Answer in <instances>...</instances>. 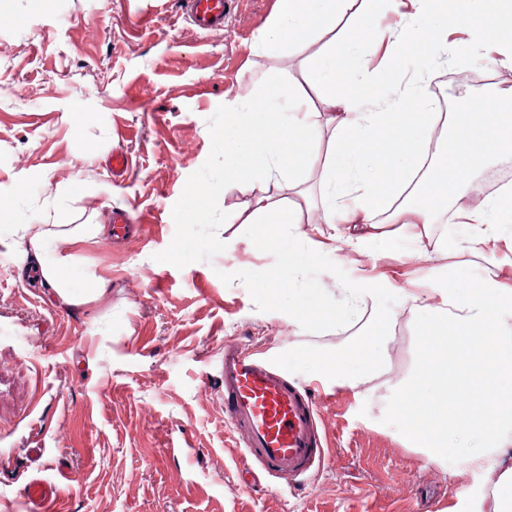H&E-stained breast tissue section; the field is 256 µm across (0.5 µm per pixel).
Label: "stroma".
<instances>
[{"mask_svg": "<svg viewBox=\"0 0 512 512\" xmlns=\"http://www.w3.org/2000/svg\"><path fill=\"white\" fill-rule=\"evenodd\" d=\"M277 0H227L224 28L189 21L184 0H0V512H41L30 479L62 487L67 512H475L488 476L458 460L428 461L404 440V419L381 393L313 378L309 358L340 353L364 324L336 325L343 289L359 279L384 304L426 277L446 286L495 267L512 285V244L458 265L428 225L424 251L354 247L314 232L323 191L314 170L279 203L311 205L296 232L309 257L285 260L269 224H228L244 196L224 194V102L258 88L276 66L291 84L323 39L278 59L252 45ZM465 53L436 69L433 94L456 97ZM399 116L369 149L397 178L394 154L413 152ZM122 152L127 172L113 177ZM123 211L131 232L53 255L106 281L97 299L63 304L20 260L19 224ZM300 312L303 323L291 320ZM379 344L352 370L383 359L391 383L416 378L421 330L405 311L378 326ZM246 345L315 392L326 455L300 486L242 473L243 447L214 382L225 345ZM40 449L32 458L31 449Z\"/></svg>", "mask_w": 512, "mask_h": 512, "instance_id": "obj_1", "label": "stroma"}]
</instances>
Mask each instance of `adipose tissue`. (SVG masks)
I'll use <instances>...</instances> for the list:
<instances>
[{"label":"adipose tissue","mask_w":512,"mask_h":512,"mask_svg":"<svg viewBox=\"0 0 512 512\" xmlns=\"http://www.w3.org/2000/svg\"><path fill=\"white\" fill-rule=\"evenodd\" d=\"M392 12L400 15V26L385 25ZM350 14L362 23L361 45L329 43L303 62L304 78L316 98L286 89L284 71L271 68L261 78L259 93L235 95L224 105V194H249L255 219L276 210L287 255L296 247L293 230L302 221V208L273 206L269 195V186L277 179L292 185L298 181L296 168L283 164L281 127L293 131L302 156L316 167L324 223L345 225L349 242L376 241L386 249L402 243L419 251L425 247L428 233L416 220L428 212V185L433 179L429 161L449 160V151L458 145L471 155L512 158V114L495 111L501 96L497 89H487L472 104L484 113L481 124L463 120L459 133L439 137L435 134L439 117L430 110L423 72H416L394 96L379 85L375 57L396 55L410 41L421 42L426 54L434 57L447 50L446 0H277L276 12L253 49L269 57H288L293 47ZM507 19L512 21V0H492L487 36L473 63L512 66V35H500ZM353 82L370 86L371 95L346 94V86ZM396 115L411 116L408 135L416 151L394 157L399 180L390 190L380 191L376 185L382 173L362 144ZM324 136L329 148L322 156L318 143ZM451 162L458 173L452 217L461 231L443 246L464 263L489 244L512 237V193L504 192L484 210L471 211L466 200L473 169L460 159ZM382 212L395 223V231L378 222ZM20 230L27 240L24 258L37 262L43 282L61 301L76 303L79 285L89 293H103L104 279L90 273L75 276L68 258L48 257L58 239L95 238L102 224L69 225L59 209L53 223L24 224ZM344 295L337 324L368 311L380 321L395 317L394 312L379 311L380 291L372 284L345 289ZM398 303L407 306L411 319L426 329H446L440 341L423 347L419 381L398 391L400 404L395 411L407 418L406 443L421 449L431 461L456 458L468 468L489 472L492 486L483 493L479 512H512V498L500 492L501 487L512 486V288L500 287L490 271L447 288L429 283L400 295ZM310 366L314 377L340 387L378 388L380 368L375 364L359 373L351 372L343 357L314 358Z\"/></svg>","instance_id":"1"}]
</instances>
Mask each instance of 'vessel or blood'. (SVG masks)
<instances>
[{"instance_id": "obj_1", "label": "vessel or blood", "mask_w": 512, "mask_h": 512, "mask_svg": "<svg viewBox=\"0 0 512 512\" xmlns=\"http://www.w3.org/2000/svg\"><path fill=\"white\" fill-rule=\"evenodd\" d=\"M194 26L203 31L224 26L225 0H185ZM224 418L242 437L245 464L256 465L285 487L310 473L325 439L312 397L288 373L257 351L228 346L221 361ZM29 497L44 512H59V485L33 479Z\"/></svg>"}]
</instances>
